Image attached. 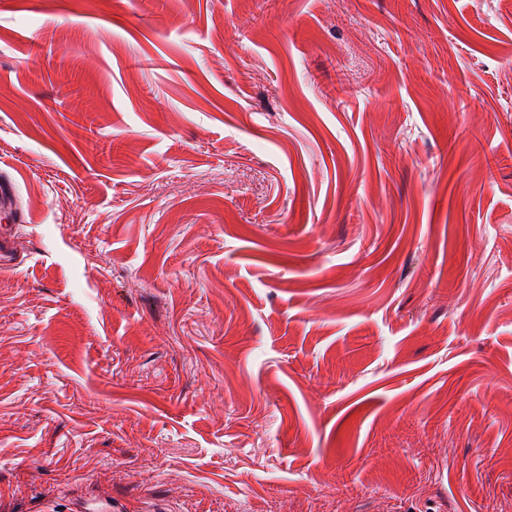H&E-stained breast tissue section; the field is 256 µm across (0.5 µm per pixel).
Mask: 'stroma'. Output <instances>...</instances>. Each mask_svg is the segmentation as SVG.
Listing matches in <instances>:
<instances>
[{
    "label": "stroma",
    "mask_w": 512,
    "mask_h": 512,
    "mask_svg": "<svg viewBox=\"0 0 512 512\" xmlns=\"http://www.w3.org/2000/svg\"><path fill=\"white\" fill-rule=\"evenodd\" d=\"M0 512H512V8L0 0Z\"/></svg>",
    "instance_id": "obj_1"
}]
</instances>
